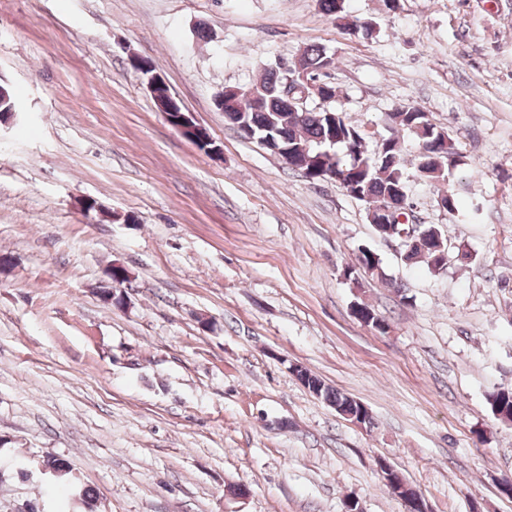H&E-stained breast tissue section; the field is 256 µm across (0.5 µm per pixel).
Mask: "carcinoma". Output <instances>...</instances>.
Segmentation results:
<instances>
[{
	"mask_svg": "<svg viewBox=\"0 0 512 512\" xmlns=\"http://www.w3.org/2000/svg\"><path fill=\"white\" fill-rule=\"evenodd\" d=\"M318 5L328 17L338 21L346 18L345 0H318ZM297 63L312 85L326 94L328 102L336 101V86L319 80L323 69L331 63L325 47L317 44L304 47ZM286 80L287 74L278 67H267L263 78L252 86V93L238 97L233 111L224 113V119L242 137L267 142L270 152L288 149L285 158L288 167L308 171L314 181L321 174L330 173L340 188L374 210L391 200L409 198L399 137L402 131L417 142L416 161L426 179L444 181L459 166L453 145L446 146L441 140V128L416 106L390 113L393 136L383 138L381 152L374 154L368 151L364 132L346 122L342 110L333 106L308 108V99L315 96L309 87L307 99H302L300 92L295 94V99H289L283 94ZM439 245L448 251L439 225L421 224L417 243L405 254V259L411 263L423 262L429 270L439 272L445 269L446 261L434 250ZM312 379L318 385L319 398L335 409L355 408V399L325 384L315 374ZM488 402L496 417L512 418V387L494 390Z\"/></svg>",
	"mask_w": 512,
	"mask_h": 512,
	"instance_id": "cac0c4a2",
	"label": "carcinoma"
}]
</instances>
